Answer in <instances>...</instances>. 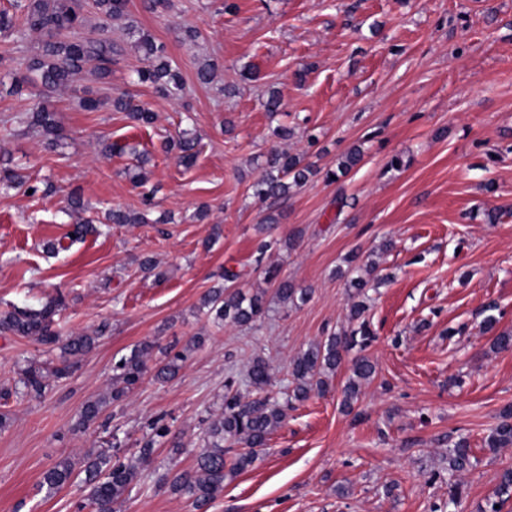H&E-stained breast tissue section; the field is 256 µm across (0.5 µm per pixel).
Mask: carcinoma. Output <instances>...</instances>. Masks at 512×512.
Segmentation results:
<instances>
[{
  "label": "carcinoma",
  "mask_w": 512,
  "mask_h": 512,
  "mask_svg": "<svg viewBox=\"0 0 512 512\" xmlns=\"http://www.w3.org/2000/svg\"><path fill=\"white\" fill-rule=\"evenodd\" d=\"M103 24L106 28L115 19L125 15V0H95ZM85 0H10L9 7L0 10V32L16 29L39 33V46L26 66V74L15 79L11 93L23 97L31 88L39 86L45 98L56 91H74L75 76L82 73L86 66H92L91 74L98 80H105L112 74V66L124 55L125 47L108 37L69 39L63 36L65 31H74L84 26ZM127 39L132 41L134 49L147 62V67L138 71L139 81L151 84L155 91L168 98L177 99L184 91V83L178 72L173 70L168 56L167 45L156 40L149 33L126 25ZM112 109L124 112L137 123H150L154 113L132 103L124 95L110 100ZM30 123L42 129L47 144L56 143L58 124L54 110L48 102L31 114ZM361 160V151L349 150L341 157L337 169L325 173L326 181L340 178L356 166ZM312 172L311 165L296 154L273 150L267 162V169L253 183L252 189L261 200H282L288 198L292 189L303 186ZM84 205L81 197L74 195L69 202L68 213L75 218L71 240H78L87 231L91 220L82 217ZM107 220L112 224H146L147 212L130 213L121 209L108 212ZM267 281L276 284L275 295L283 304L305 301L312 293L310 288H297L286 279L279 278L275 268L265 269ZM63 299H51L39 309L12 306L0 311V334L28 337L42 345L59 346L58 363L51 374L44 373L42 366L32 362L22 372L21 383L24 393L41 396L48 387L47 378L67 377L75 359L90 352L96 345L98 335L84 333L59 338L53 329L54 317L63 307ZM201 306L215 314V318L237 325H248L261 319L265 313L264 293L245 292L240 288H213L202 298ZM367 306L362 302L351 305L349 327L336 332L325 340L313 343L299 353L290 364V375L294 387L288 395L286 404L306 400L314 390H326L324 376L336 372L343 353L355 350L358 356L352 359L350 376L345 385L344 405L359 399L362 382L375 373V365L364 355L375 338L370 323L365 318ZM200 338L195 337L184 351L166 356L155 368L154 378L164 381L174 377L185 360V353L198 346ZM152 345L143 344L130 355L115 364V383L109 386V396L85 405L78 425L84 426L95 421L107 401H118L134 389L143 379L146 364L145 357L151 353ZM249 384L257 396L243 399L238 392L224 395V411L221 416L211 420L206 428L204 447L198 452L194 466L189 471L177 472L164 477V485L175 495L186 496L197 510L207 509L216 496L223 491L224 482L247 470L256 460V449L267 445L270 434L280 426L285 417V408L268 393L271 387L270 366L262 356L252 359L248 368ZM488 448L512 447V413L503 414L500 422L487 437ZM241 450L231 453L232 448ZM470 464V448L466 440L461 439L448 449V475L460 471ZM84 474L81 479L87 490V499L94 512H116L115 505L123 502V496L137 478L139 463L136 459L127 462H112V457L100 453L95 457L84 456L76 463L70 458L56 462L44 474V482L51 488H62L70 484L75 477V468ZM512 495V469L503 471L496 492V499L487 503L486 512H501L505 498Z\"/></svg>",
  "instance_id": "carcinoma-1"
}]
</instances>
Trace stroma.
Instances as JSON below:
<instances>
[{"instance_id": "obj_1", "label": "stroma", "mask_w": 512, "mask_h": 512, "mask_svg": "<svg viewBox=\"0 0 512 512\" xmlns=\"http://www.w3.org/2000/svg\"><path fill=\"white\" fill-rule=\"evenodd\" d=\"M225 1L172 0L170 10L151 12L144 0H127L125 22L166 43L183 97L161 98L139 82L144 62L128 50L108 82L85 72L77 92L53 97L61 137L52 147L26 124L40 92H11L38 38L0 34V165L41 187L32 196L0 182V308H36L60 294L61 336L102 332L37 399L18 394L21 371L33 361L54 366L55 354L0 335V413L10 417L0 430V512H78L82 483L51 489L45 472L89 452L138 456L156 419L168 434L149 442L119 512H195L161 477L192 468L227 386L253 396L246 376L255 356L268 360L277 395L290 387L300 351L347 326L354 252L377 264L379 281L366 290L375 375L347 412L349 370L340 366L325 393L296 403L207 512H443L452 481L462 489L455 512H482L512 468V447L484 444L512 408V349L493 347L496 332L512 331V0H233L231 10ZM187 27L198 31L195 41L180 39ZM207 59L217 72L205 85L196 70ZM82 89L103 107L86 110ZM273 90L282 98L276 113L265 107ZM124 93L155 113L152 124L134 125L107 106ZM279 125L295 132L282 148L317 172L273 204L252 185ZM182 135L202 145L189 164L163 150ZM106 143L123 153L102 157ZM353 147L361 161L326 181ZM140 153L150 159L142 188L127 175ZM75 192L93 229L51 252L73 229ZM147 192L154 215L170 223L106 221L112 208L142 210ZM271 211L279 222L263 227ZM263 239L273 243L265 265L311 289L309 301L276 300L254 262ZM146 256L162 279L140 269ZM225 268L263 293L265 318L238 326L201 310ZM490 315L492 332L483 328ZM195 336L202 343L174 378L145 374L77 428L121 356L149 342L156 361ZM461 438L471 464L452 474L448 449Z\"/></svg>"}]
</instances>
